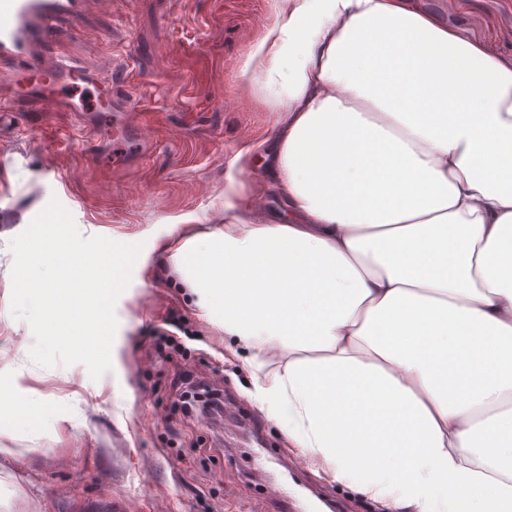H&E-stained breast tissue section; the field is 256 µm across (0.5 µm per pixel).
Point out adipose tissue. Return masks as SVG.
I'll use <instances>...</instances> for the list:
<instances>
[{
  "label": "adipose tissue",
  "mask_w": 512,
  "mask_h": 512,
  "mask_svg": "<svg viewBox=\"0 0 512 512\" xmlns=\"http://www.w3.org/2000/svg\"><path fill=\"white\" fill-rule=\"evenodd\" d=\"M236 80L283 211L231 177L223 230L159 250L247 397L384 512H512V58L421 0H274Z\"/></svg>",
  "instance_id": "ef3b65f1"
}]
</instances>
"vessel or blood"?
<instances>
[{
  "instance_id": "vessel-or-blood-1",
  "label": "vessel or blood",
  "mask_w": 512,
  "mask_h": 512,
  "mask_svg": "<svg viewBox=\"0 0 512 512\" xmlns=\"http://www.w3.org/2000/svg\"><path fill=\"white\" fill-rule=\"evenodd\" d=\"M85 0H0V112L15 116L36 107L71 113L90 149L98 134L123 115L126 72L116 60L99 66L61 52L73 38L63 18L82 12Z\"/></svg>"
}]
</instances>
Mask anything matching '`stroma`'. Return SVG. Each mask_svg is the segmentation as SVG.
<instances>
[{
  "instance_id": "1",
  "label": "stroma",
  "mask_w": 512,
  "mask_h": 512,
  "mask_svg": "<svg viewBox=\"0 0 512 512\" xmlns=\"http://www.w3.org/2000/svg\"><path fill=\"white\" fill-rule=\"evenodd\" d=\"M272 0H112L67 25L66 53L95 67L103 54L123 59L143 139L126 145L125 165L110 174L91 159L68 113L44 111L38 132L0 124V512H85L86 504L137 503L140 512H284L270 498L274 481L317 512H368L313 468L297 463L278 430L245 396L249 371L226 356L224 334L197 306L172 261L154 245L170 236L224 225V183L270 186L266 163L236 159L262 140L275 115L240 93L235 78L250 45L271 19ZM497 52L512 56V11L495 0H466L448 14ZM59 202L74 207L83 237L142 243L131 282L116 303L111 369L92 379L81 363L43 367L30 355L26 320L11 312V240L46 206L45 171ZM184 316L200 336L170 328ZM171 332L178 349L165 359L151 338ZM224 396L223 414L185 420L176 390L182 369Z\"/></svg>"
}]
</instances>
